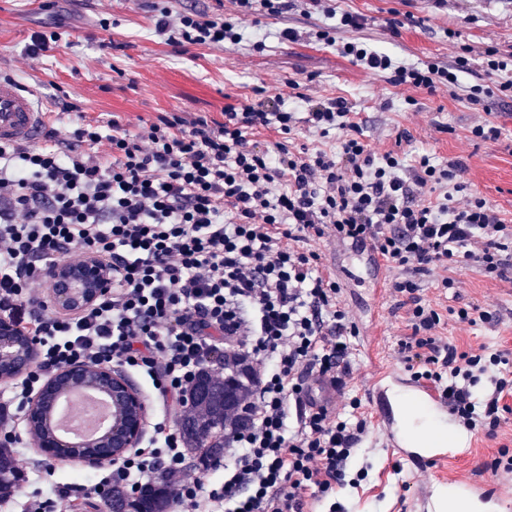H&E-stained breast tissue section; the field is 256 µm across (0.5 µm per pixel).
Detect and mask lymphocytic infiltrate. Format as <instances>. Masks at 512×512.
<instances>
[{
	"label": "lymphocytic infiltrate",
	"instance_id": "f902f5d3",
	"mask_svg": "<svg viewBox=\"0 0 512 512\" xmlns=\"http://www.w3.org/2000/svg\"><path fill=\"white\" fill-rule=\"evenodd\" d=\"M233 16L179 10L152 0L154 28L168 44L227 49L245 36L255 8L279 16L293 0H236ZM336 28L316 41L388 83L427 92L458 85L481 56L472 103L512 99V53L460 45L453 63L406 65L359 39L337 43ZM321 135L339 129L335 150L292 146L299 125ZM275 130L270 145L251 131ZM43 146L0 144V317L34 337L36 361L12 387L23 408L47 376L76 362L117 365L147 377L164 410H189L200 372L246 367L248 424L229 432L235 453L221 487L207 473H185L180 428L156 422L145 446L101 468L82 498L150 482L173 485L187 512H305L336 491L367 419L358 398L349 417L303 407L310 378L351 372L358 329L327 279L311 241L373 243L398 269L393 296L409 307L410 336L398 352L415 377L430 380L448 411L469 428L494 433L500 402L512 394V351L462 352L437 334L438 309L423 302L420 280L433 267H478L503 277L512 266V218L461 181V161L371 150L345 102L308 101L305 116L280 98L227 106L223 121L161 115L138 132L80 120ZM93 253L112 269V292L72 313H42L41 270L58 256Z\"/></svg>",
	"mask_w": 512,
	"mask_h": 512
}]
</instances>
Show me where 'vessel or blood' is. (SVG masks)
<instances>
[{"label":"vessel or blood","mask_w":512,"mask_h":512,"mask_svg":"<svg viewBox=\"0 0 512 512\" xmlns=\"http://www.w3.org/2000/svg\"><path fill=\"white\" fill-rule=\"evenodd\" d=\"M47 120L34 92L23 84L0 78V143L29 144L35 141ZM362 262L373 272L372 292L384 298L392 284V268L386 258L371 247L360 253ZM367 342L373 369L368 403L387 448L397 457L417 466L447 462L469 454L474 446L468 431H461L460 442L435 445L415 434L409 414L410 406L422 407L439 422H447L448 406L440 392L429 382L407 375L386 363L379 351L378 328H371ZM339 383L329 379L312 380L304 398L306 406L326 404L339 391ZM458 500L467 512H512V493L494 483L473 478H448Z\"/></svg>","instance_id":"vessel-or-blood-1"}]
</instances>
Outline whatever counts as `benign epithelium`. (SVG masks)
I'll return each instance as SVG.
<instances>
[{"label":"benign epithelium","mask_w":512,"mask_h":512,"mask_svg":"<svg viewBox=\"0 0 512 512\" xmlns=\"http://www.w3.org/2000/svg\"><path fill=\"white\" fill-rule=\"evenodd\" d=\"M42 278L53 306L63 313L92 305L107 295L112 286V271L91 253L73 263L45 267ZM33 351L31 339L19 336L11 321L0 319V361H15L20 372L33 363ZM90 378L103 384L116 410V417L106 435L108 457L118 459L140 444L145 432L147 407L139 390L117 369L78 363L60 369L26 406L23 417L25 429L44 456L73 457L69 445L51 434L41 433L38 424L61 391Z\"/></svg>","instance_id":"1"}]
</instances>
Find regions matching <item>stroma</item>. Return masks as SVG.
<instances>
[{"label": "stroma", "instance_id": "35a3bbf8", "mask_svg": "<svg viewBox=\"0 0 512 512\" xmlns=\"http://www.w3.org/2000/svg\"><path fill=\"white\" fill-rule=\"evenodd\" d=\"M335 6L364 15L368 23L362 38L402 63H451L462 42L512 51V0H335ZM396 15L413 16V25L393 31L388 20ZM104 18L119 24L103 30ZM327 22L319 11L307 16L295 9L278 17L258 10L246 19L245 29L267 32L265 48L253 49L245 41L222 51L166 44L154 31L145 0H0V76L36 88L49 126L62 133L78 118L103 125L116 118L132 130L165 112L220 121L226 106L255 101L261 93L280 97L288 107L300 106L305 97H341L375 151L397 152L410 165L422 155L438 163L461 161L464 181L512 215V101L473 105L466 93L473 82L469 76L462 77L459 88L431 94L396 87L336 47L279 37L287 27L304 32ZM452 30L460 40L449 38ZM37 31H55L61 39L56 48L32 59L26 48ZM488 122L499 127V138L471 139V129ZM402 131L408 132L407 140H398ZM446 276L457 282L456 297L437 286ZM421 294L442 310L439 334L444 340L466 351L483 345L512 351V268L501 280L470 265L439 267L423 276ZM473 304L490 312V320L460 322L456 310ZM382 307L384 356L399 366L398 342L410 333L406 313L391 296ZM475 439L473 453L450 466V473L512 482V473L496 474L490 468L501 448L512 449V413L495 436L479 432ZM13 454L28 479L0 501V512H25V503L35 498L51 500L50 512H113L111 500L103 496L74 502L58 494L98 480L96 466L47 458L29 439ZM362 468L367 477L351 485ZM440 473V468L412 467L392 455L372 425L348 465L347 483L336 488V500L344 512H420L421 489L436 483Z\"/></svg>", "mask_w": 512, "mask_h": 512}]
</instances>
